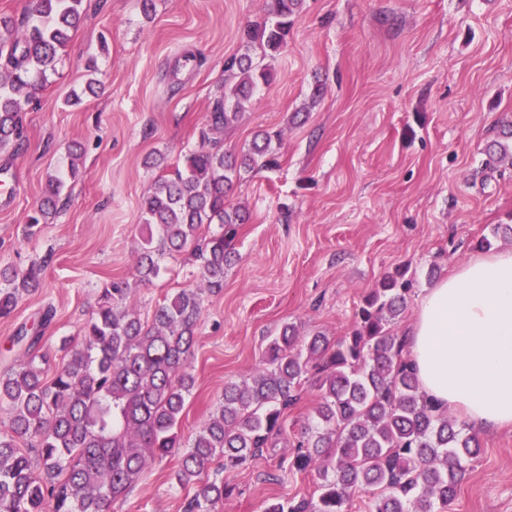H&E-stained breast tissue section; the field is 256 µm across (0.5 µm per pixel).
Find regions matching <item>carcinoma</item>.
Segmentation results:
<instances>
[{
	"label": "carcinoma",
	"instance_id": "cac0c4a2",
	"mask_svg": "<svg viewBox=\"0 0 512 512\" xmlns=\"http://www.w3.org/2000/svg\"><path fill=\"white\" fill-rule=\"evenodd\" d=\"M83 0H28L16 25L0 17L10 36L0 40V147H23L22 106L36 83L54 69L83 19ZM304 0H274L277 20L246 30L243 52L224 71L234 83L213 104L202 131L210 143L182 165L159 176L141 202V236L134 279L148 284L161 273L156 253L187 251L200 262L199 280L168 297L144 322L129 304L126 279L102 289L82 340L63 347L62 366L47 378L44 330L22 327L14 336L21 359L0 373V405L8 425L0 428V512H108L149 463L179 455L175 479L195 485L184 512H220L229 492L222 478L202 479L217 460L224 472L245 467L283 435L282 416L300 399L302 384L316 378L317 425L301 430L289 469L315 472L317 497L276 502L264 512H347L359 492L371 495L372 512H450L465 474L463 461L477 457L481 442L439 412L421 391L405 353L391 334L403 317L410 282L405 272L385 276L363 299L349 336L334 341L320 331L300 335L284 325L268 344L263 367L251 382L227 383L214 415L188 442L177 426L194 386L189 372L203 296L224 288V269L248 214L226 203L242 175L276 165L277 131L256 132L247 151L232 153L210 138L238 120L271 71L253 54L275 57L287 43L291 17ZM512 128L488 148L504 159ZM66 188L48 178L45 199L28 216L25 233L40 231L56 212ZM220 231L206 235V225ZM43 269L0 270V318L36 290ZM32 442L23 452L18 440Z\"/></svg>",
	"mask_w": 512,
	"mask_h": 512
}]
</instances>
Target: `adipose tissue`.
Here are the masks:
<instances>
[{
    "label": "adipose tissue",
    "instance_id": "1",
    "mask_svg": "<svg viewBox=\"0 0 512 512\" xmlns=\"http://www.w3.org/2000/svg\"><path fill=\"white\" fill-rule=\"evenodd\" d=\"M407 342L435 406L478 430L512 427V250L474 256L427 288Z\"/></svg>",
    "mask_w": 512,
    "mask_h": 512
}]
</instances>
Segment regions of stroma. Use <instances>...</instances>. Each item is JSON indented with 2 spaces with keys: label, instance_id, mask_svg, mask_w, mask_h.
Segmentation results:
<instances>
[{
  "label": "stroma",
  "instance_id": "stroma-1",
  "mask_svg": "<svg viewBox=\"0 0 512 512\" xmlns=\"http://www.w3.org/2000/svg\"><path fill=\"white\" fill-rule=\"evenodd\" d=\"M84 0L53 73L23 109L25 149H0V267L45 266L40 288L0 319V371L20 354L19 327L45 309L51 368L63 340L79 341L110 280L132 278L140 205L167 167L201 149L200 132L224 92V62L271 0ZM96 63V95L70 104ZM274 77L238 122L220 133L243 151L260 128L278 130V164L234 183L231 204L250 220L236 239L222 292L206 296L192 361L195 386L180 420L192 438L228 382L261 366L282 325L347 336L365 295L395 270L414 279L404 335L426 288L470 256L494 225L512 224V164L489 162L486 144L512 121V0H305ZM322 97L313 98L315 84ZM79 172L56 215L31 239L27 217L49 176ZM161 275L134 288L142 318L199 271L188 254L160 256ZM314 382L283 416L288 446L264 450L231 475L223 512H263L268 501L314 495L318 476L285 463L314 423ZM452 512H512V429L482 431ZM177 457L152 462L110 512H183L193 489L173 479Z\"/></svg>",
  "mask_w": 512,
  "mask_h": 512
}]
</instances>
